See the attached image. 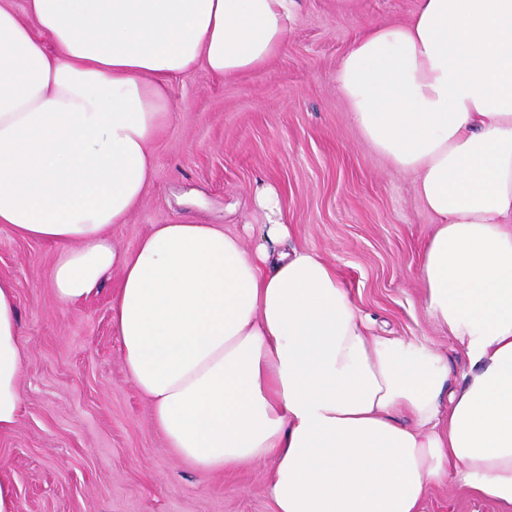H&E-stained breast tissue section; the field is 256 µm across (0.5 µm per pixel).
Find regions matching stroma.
<instances>
[{
  "label": "stroma",
  "instance_id": "stroma-1",
  "mask_svg": "<svg viewBox=\"0 0 512 512\" xmlns=\"http://www.w3.org/2000/svg\"><path fill=\"white\" fill-rule=\"evenodd\" d=\"M417 0H300L287 49L244 76L197 70L169 82L171 119L152 150V185L125 224L120 252L156 224L194 219L230 233L258 224L255 191L280 194L290 237L334 265L372 335L427 345L448 361L449 387L469 365L424 306L421 248L433 216L409 175L352 124L336 86L337 64L367 27L402 23ZM53 246L0 224V276L16 285L25 346L23 404L0 433V480L17 512H274L267 460L199 472L168 448L148 400L127 374L112 333L110 278L80 306L50 287ZM423 512H500L452 485L433 488Z\"/></svg>",
  "mask_w": 512,
  "mask_h": 512
}]
</instances>
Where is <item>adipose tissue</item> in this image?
<instances>
[{"label": "adipose tissue", "mask_w": 512, "mask_h": 512, "mask_svg": "<svg viewBox=\"0 0 512 512\" xmlns=\"http://www.w3.org/2000/svg\"><path fill=\"white\" fill-rule=\"evenodd\" d=\"M298 0H0V224L56 247L74 307L113 268L112 331L176 454L205 473L274 460V512H422L451 483L512 507V0H418L361 33L336 85L363 138L435 219L427 312L469 370L373 336L335 268L288 247L279 193L252 247L219 224H158L119 253L170 119L166 86L240 76L288 46ZM24 348L0 277V433Z\"/></svg>", "instance_id": "adipose-tissue-1"}]
</instances>
